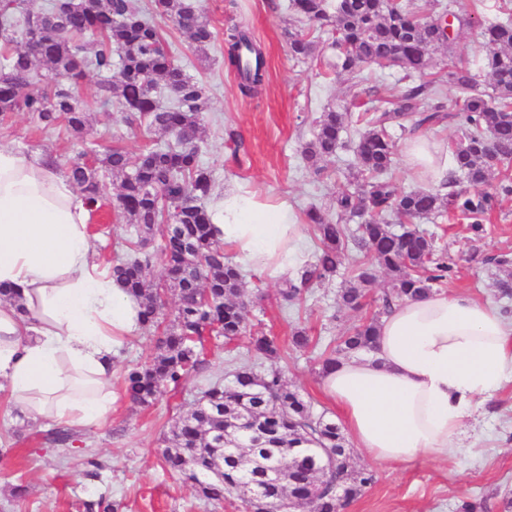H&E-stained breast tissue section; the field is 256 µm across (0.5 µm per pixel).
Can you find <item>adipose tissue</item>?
Listing matches in <instances>:
<instances>
[{
  "label": "adipose tissue",
  "instance_id": "obj_1",
  "mask_svg": "<svg viewBox=\"0 0 512 512\" xmlns=\"http://www.w3.org/2000/svg\"><path fill=\"white\" fill-rule=\"evenodd\" d=\"M409 164L445 175L448 154L411 139ZM242 262L288 280L303 231L287 201L238 185L211 205ZM84 196L51 157L0 145V393L33 417L83 427L112 411L117 347L141 328L140 302L95 258ZM512 375V320L465 294L407 300L377 349L322 376L355 447L388 463L447 457L480 399Z\"/></svg>",
  "mask_w": 512,
  "mask_h": 512
}]
</instances>
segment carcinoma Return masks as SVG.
<instances>
[{
  "instance_id": "obj_1",
  "label": "carcinoma",
  "mask_w": 512,
  "mask_h": 512,
  "mask_svg": "<svg viewBox=\"0 0 512 512\" xmlns=\"http://www.w3.org/2000/svg\"><path fill=\"white\" fill-rule=\"evenodd\" d=\"M301 27L288 33V51L299 62L318 61L340 76L355 78L365 65L396 67L403 87L385 96L380 105L358 121L360 133L351 166L353 182L336 196L335 213L310 208L306 223L319 241L315 261L298 278L285 281L278 292L295 303L311 288L334 279L348 244L364 254L355 267V284L340 291L338 306L354 310L377 273L390 278V288L378 298V315L338 338L332 355L370 352L376 347L379 316L406 299L428 295L455 273V261L436 246L434 236L417 222L445 215L461 218L474 238L484 233L488 216L512 198V179L498 182L494 191L453 189L462 177L474 186L488 182L499 157L512 155V16L506 10L479 22L483 69L492 81L487 91L469 63H448L440 75H427L431 54L451 49L473 17L434 3V13L415 3L394 0H292ZM171 22L202 48L214 31L194 0H51L36 11L30 0H0V117L14 112L31 115L43 131L60 126L86 141L90 113L73 85L89 73L100 76L97 94L105 106L115 105L130 128L158 132L173 139L134 154L114 147L102 154L82 152L65 174L91 207L104 198V171L120 179L117 208L136 225L137 238L126 241L124 256L112 263V276L139 297L145 328L167 323L157 338L154 355L128 369L125 388L140 405L153 403L162 386L179 384L205 360L198 345L215 334L232 342L245 338L255 353L278 355L269 336L247 327L249 305L242 270L228 261L224 242L213 228L206 201L212 174L201 159L198 143L210 103L205 85L195 81L170 54L157 20ZM312 29L328 33L317 41ZM55 79L35 84L37 63ZM224 62L239 79L245 96L258 94L264 83L265 57L248 31L239 25L224 32ZM449 87L455 98L448 99ZM347 113L329 108L321 113L312 138L302 147L307 167L320 177L321 163L345 145ZM456 122L461 137L452 146L453 169L435 186L402 191L392 176L397 145L389 129L412 137L423 130ZM358 220V234L348 236L342 221ZM400 224V231L392 223ZM163 234L159 254L144 251L155 233ZM165 266L167 279L154 286L145 281L153 259ZM503 272L494 286L512 295V258H494ZM174 292L178 303L165 312L164 296ZM231 385L217 376L171 427L161 455L165 467L193 486L198 496L221 501L234 495L241 483H261L270 458L268 449L281 448L288 457L307 464L302 469L280 468L273 490L288 494L304 512H343L347 503L372 484L374 475L351 466L323 471L315 462L336 454L345 437L335 422L316 416L299 393L290 389L282 371L257 374L248 364L230 369ZM231 437L241 448L239 459L222 456L216 438Z\"/></svg>"
}]
</instances>
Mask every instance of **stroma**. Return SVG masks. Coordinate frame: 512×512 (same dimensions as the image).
<instances>
[{
  "mask_svg": "<svg viewBox=\"0 0 512 512\" xmlns=\"http://www.w3.org/2000/svg\"><path fill=\"white\" fill-rule=\"evenodd\" d=\"M289 4L290 0H199L215 33L202 51L171 23H163L162 28L176 59L209 92L210 110L205 114L200 149L213 173L215 191L231 183L243 184L287 200L300 218L309 207L329 206L334 194L345 187L362 130L359 123H351L345 147L328 163L324 178L315 179L304 168L300 150L310 140L324 107L342 105L355 117L376 106V92L395 88L398 73L366 69L350 80L326 68L290 60L286 33L297 19ZM236 24L250 32L266 59L262 89L252 98L241 94L235 74L224 66V31ZM96 83V77L87 78L78 93L93 117L92 133L99 150L120 146L136 152L148 146L147 138L121 122L118 108L99 102ZM0 144L52 153L61 169L82 149L65 131L37 129L23 112L0 123ZM435 230L458 262L456 277L443 284V291L465 292L479 302L498 305L497 269L491 259L512 254V200L493 212L481 242H471L465 225L456 220L444 221ZM89 232L100 260L107 264L121 255L124 239L133 237L135 228L117 211L109 193L91 215ZM359 258L356 248H348L331 283L288 306L278 298V282L266 278L259 268L243 266L247 290L256 296L247 323L275 339L279 358L259 355L243 342L228 344L220 336L206 337V369L189 374L179 385H166L163 395L148 407L133 404L124 387L127 370L155 351L157 332L140 331L116 354L110 417L103 424L78 428L67 444L47 443L44 435L51 422L25 419L18 406L1 397L0 512H243L234 499L220 503L200 499L190 484L167 471L161 457L165 438L211 378L241 363L261 372L281 368L289 386L315 413L338 419V408L320 387V359L338 336L377 311L378 298L389 286L388 276L378 275L361 309H339L336 296ZM297 326L306 328L311 339L303 351L290 344ZM468 425L462 447L444 461L417 459L390 465L352 449L351 466L373 471L375 479L345 512H455L462 502L475 500L484 501L486 512H502L503 497L512 493V380L504 381ZM94 459L105 465L96 478L90 475ZM19 484L27 491L16 498L12 489Z\"/></svg>",
  "mask_w": 512,
  "mask_h": 512,
  "instance_id": "obj_1",
  "label": "stroma"
}]
</instances>
